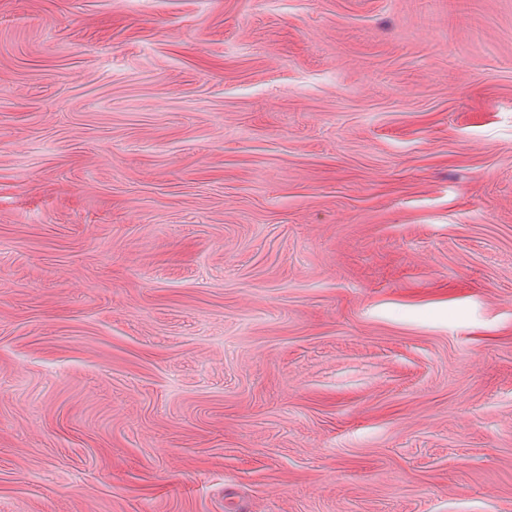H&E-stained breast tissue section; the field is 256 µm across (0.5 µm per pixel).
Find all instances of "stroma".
Listing matches in <instances>:
<instances>
[{"instance_id":"stroma-1","label":"stroma","mask_w":512,"mask_h":512,"mask_svg":"<svg viewBox=\"0 0 512 512\" xmlns=\"http://www.w3.org/2000/svg\"><path fill=\"white\" fill-rule=\"evenodd\" d=\"M0 512H512V0H0Z\"/></svg>"}]
</instances>
